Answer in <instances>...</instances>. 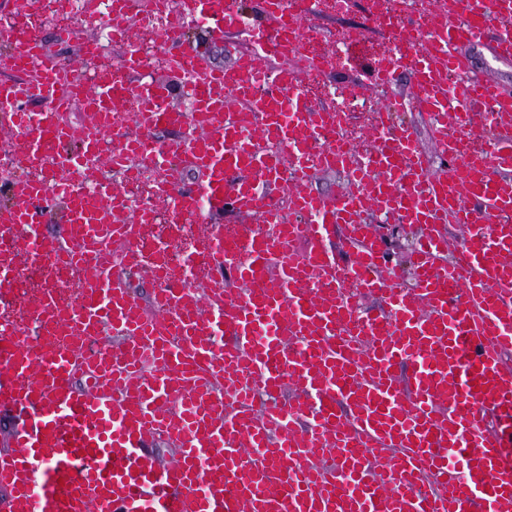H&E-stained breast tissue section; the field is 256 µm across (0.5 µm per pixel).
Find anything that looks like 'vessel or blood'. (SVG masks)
I'll return each mask as SVG.
<instances>
[{
	"mask_svg": "<svg viewBox=\"0 0 512 512\" xmlns=\"http://www.w3.org/2000/svg\"><path fill=\"white\" fill-rule=\"evenodd\" d=\"M413 63L373 66L371 85L410 69L448 170L434 171L398 103L378 110L373 165L346 146L313 154L322 111L300 93L306 63L283 67L272 90L255 83L269 51L295 44L287 0H257L255 47L216 65L185 39L188 18L224 36L240 0H181L168 14L169 60L192 83L154 88L103 82L68 95L77 61L41 40L9 35L0 57V123L25 146L28 167L66 155L52 180L0 184V303L14 297L22 261L74 268L86 288L62 304L53 289L26 301L29 327L0 325V412L19 422L0 450L8 512H506L512 506V98L472 80L462 42H482L512 16V0H447ZM133 95L137 136L100 103ZM187 99L189 110L173 106ZM84 113V137L65 123ZM491 130L486 152L465 153L468 131ZM182 131L175 144L160 131ZM169 159L158 185L175 213L214 224L187 269L159 258L103 167L130 155ZM198 176L185 185L180 173ZM290 170L294 223L271 193ZM347 182L323 194L315 170ZM254 217L225 238L224 210ZM419 225L410 272L392 268L368 216ZM59 225L56 233L47 232ZM469 237L449 247L450 225ZM26 229L16 240L14 233ZM352 254L330 248L335 232ZM230 272L197 290L189 267ZM145 270L164 290L134 294ZM365 300L380 310H362ZM174 445L172 460L149 440Z\"/></svg>",
	"mask_w": 512,
	"mask_h": 512,
	"instance_id": "b4317fda",
	"label": "vessel or blood"
}]
</instances>
